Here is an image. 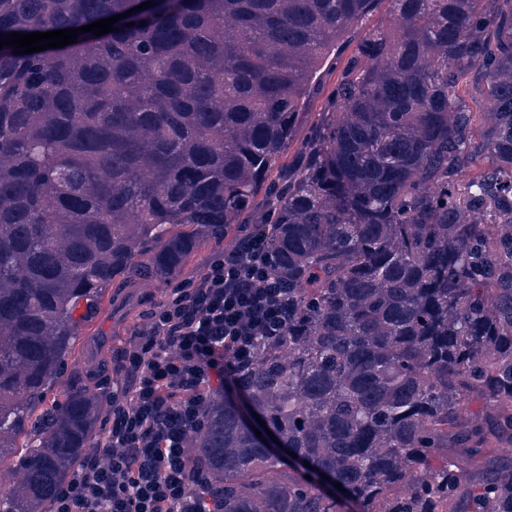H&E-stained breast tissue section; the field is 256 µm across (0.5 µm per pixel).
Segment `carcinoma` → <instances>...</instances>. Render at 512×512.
Here are the masks:
<instances>
[{
    "mask_svg": "<svg viewBox=\"0 0 512 512\" xmlns=\"http://www.w3.org/2000/svg\"><path fill=\"white\" fill-rule=\"evenodd\" d=\"M144 2L0 0V33ZM152 2L0 49V512H47L100 429L76 341L106 292L196 272L242 224L277 225L290 313L187 440L224 512H512V0H387L304 131L381 0ZM386 6V4H381L379 12L354 25L348 34V38L338 45L335 58H330L324 64L319 72V81L325 86V92L312 102L308 112H322L324 104L327 102L326 94L337 82L343 63L353 52L362 32L374 25L380 18H384L383 14L385 13Z\"/></svg>",
    "mask_w": 512,
    "mask_h": 512,
    "instance_id": "carcinoma-1",
    "label": "carcinoma"
}]
</instances>
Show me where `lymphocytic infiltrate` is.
<instances>
[{
    "instance_id": "lymphocytic-infiltrate-1",
    "label": "lymphocytic infiltrate",
    "mask_w": 512,
    "mask_h": 512,
    "mask_svg": "<svg viewBox=\"0 0 512 512\" xmlns=\"http://www.w3.org/2000/svg\"><path fill=\"white\" fill-rule=\"evenodd\" d=\"M274 264L246 235L166 289L130 329L103 427L49 512H224L206 460L186 438L207 427L214 392L235 381L255 337L287 330L288 291Z\"/></svg>"
}]
</instances>
